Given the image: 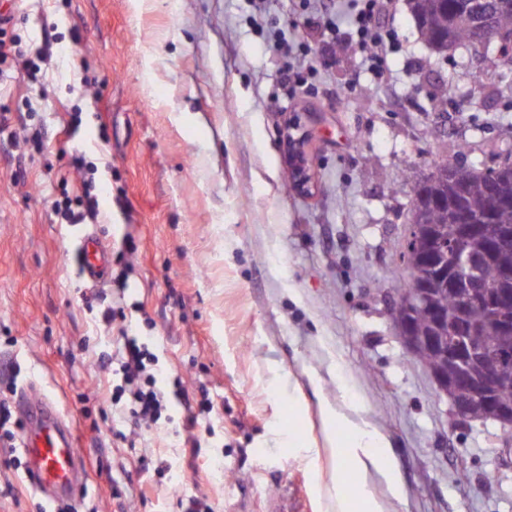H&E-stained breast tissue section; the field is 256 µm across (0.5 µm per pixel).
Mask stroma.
Segmentation results:
<instances>
[{"instance_id":"obj_1","label":"stroma","mask_w":512,"mask_h":512,"mask_svg":"<svg viewBox=\"0 0 512 512\" xmlns=\"http://www.w3.org/2000/svg\"><path fill=\"white\" fill-rule=\"evenodd\" d=\"M322 5L0 0V36L27 48L0 58V399L17 423L20 392L46 398L83 456L62 501L0 453V512H325L314 468L278 441L322 440L319 401L341 393L392 444L393 512H512V427L454 422L384 304L411 180L512 154V65L434 53L389 0L375 76L347 34L323 35ZM295 116L309 196L285 185ZM87 196L95 218L58 212ZM85 234L111 248L103 281L79 271ZM126 334L165 393L152 426L112 413Z\"/></svg>"}]
</instances>
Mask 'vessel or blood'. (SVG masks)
<instances>
[{
  "instance_id": "1",
  "label": "vessel or blood",
  "mask_w": 512,
  "mask_h": 512,
  "mask_svg": "<svg viewBox=\"0 0 512 512\" xmlns=\"http://www.w3.org/2000/svg\"><path fill=\"white\" fill-rule=\"evenodd\" d=\"M78 252L81 272L92 280L102 279L109 264L108 247L97 236H82ZM19 406L26 426L21 446L28 460V478L40 491L73 490L78 483L81 456L75 438L46 399L21 394Z\"/></svg>"
}]
</instances>
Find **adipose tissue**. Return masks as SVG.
Wrapping results in <instances>:
<instances>
[{"instance_id":"adipose-tissue-1","label":"adipose tissue","mask_w":512,"mask_h":512,"mask_svg":"<svg viewBox=\"0 0 512 512\" xmlns=\"http://www.w3.org/2000/svg\"><path fill=\"white\" fill-rule=\"evenodd\" d=\"M325 443L333 458L326 477L316 480L326 512H389L370 482L381 477L392 499L402 497V487L390 444L385 437L358 415L325 402L320 406Z\"/></svg>"}]
</instances>
